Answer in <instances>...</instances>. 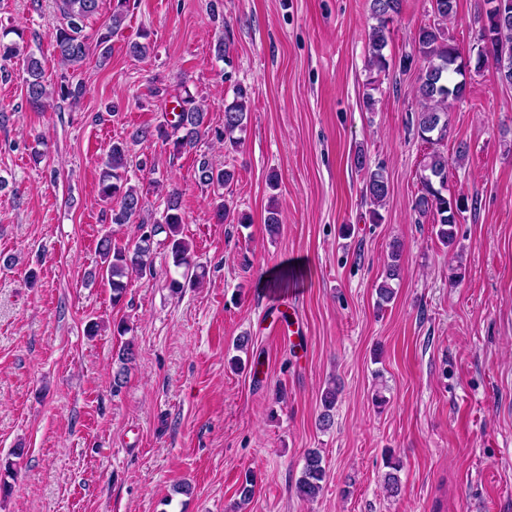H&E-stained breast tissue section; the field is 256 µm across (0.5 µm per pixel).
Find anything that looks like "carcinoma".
Here are the masks:
<instances>
[{"instance_id":"cac0c4a2","label":"carcinoma","mask_w":512,"mask_h":512,"mask_svg":"<svg viewBox=\"0 0 512 512\" xmlns=\"http://www.w3.org/2000/svg\"><path fill=\"white\" fill-rule=\"evenodd\" d=\"M129 0H113L109 22L100 27L92 36L85 34L86 21L95 15L99 0H57L61 22L54 26V48L59 60L61 74L55 83L45 80L41 61L35 57L28 46L5 41L7 34L0 35V57L17 59L22 62L23 82L26 102L33 112H42L50 106V99L76 102L83 94L81 82H73L74 72L82 66L90 52L98 51L101 61H107L112 53V37L123 27L127 17ZM402 9V0H370L371 18L375 24L368 34V69L369 73L380 74L389 69L390 62L384 53L387 47L389 24ZM435 20L418 28L414 35L416 54L423 61L422 73L417 86V93L422 100V109L415 117L417 136L425 143L434 146L424 157L420 177L421 190L413 200V211L420 216L430 215L437 227L439 240L449 245L455 239L456 225L461 214L468 208L475 207L476 200L465 196H446L443 194L448 180V157L435 148L448 133V100L465 98L471 77L470 64L465 62L456 44L446 37L443 23L457 12V0H434ZM482 43L478 53L475 70H480L484 59L483 51L491 49L512 53V15H501L490 8L485 11V18L478 31ZM128 52L139 58L148 56L154 46L149 35L143 32L137 39L128 42ZM179 111L177 120L167 126L159 124L154 127H139L133 133L134 143L161 141L174 155L194 149L208 130L207 110L202 102L191 94L177 97ZM248 91L239 87L233 100L224 105V143L231 150H238L244 144L248 117L251 109ZM130 147L125 141L112 143L101 164L98 197L108 207L110 223L120 226L137 224L142 230L140 236L132 243L119 244L112 241V234L104 235L98 242L100 262L97 277L106 282L112 291V305H119L127 294L134 278H152L155 269L152 261L155 237L163 234L167 243L172 265L181 270L180 277L170 278L168 287L177 294L190 284L198 283L204 277L191 255L190 243L182 236V224L185 215L181 194L169 190L164 198V211L160 220L148 223L143 218L145 210L143 194L140 188L128 178V157ZM354 167L363 174V197L372 209V222L381 223L384 208L390 195L388 176L381 167L372 169L366 156L357 153L353 157ZM199 181L206 187L213 188L212 213L217 223L222 224L231 218L233 212L224 198L222 189L229 186L235 173L226 168L214 166L208 159L198 162ZM385 275L376 289L377 305L391 302L395 296L392 281L400 276L401 251L397 245L392 246ZM134 357L132 343H126L115 357L116 370L113 375V387H122L127 364ZM338 389L331 383L321 396L323 411L319 424L329 427L333 423V409L336 405ZM384 484L393 496L399 492L398 472L400 461L388 458ZM326 470L321 454L315 450L308 452L302 475L297 484L299 496L312 501L323 490Z\"/></svg>"}]
</instances>
